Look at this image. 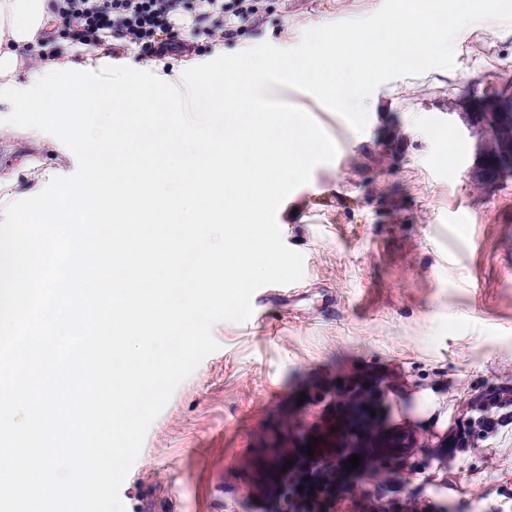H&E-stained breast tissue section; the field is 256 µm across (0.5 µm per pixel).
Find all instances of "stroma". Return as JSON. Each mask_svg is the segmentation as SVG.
<instances>
[{
  "instance_id": "stroma-1",
  "label": "stroma",
  "mask_w": 512,
  "mask_h": 512,
  "mask_svg": "<svg viewBox=\"0 0 512 512\" xmlns=\"http://www.w3.org/2000/svg\"><path fill=\"white\" fill-rule=\"evenodd\" d=\"M380 4L261 0L234 39L207 23L189 52L149 66L116 46L112 62L176 84L218 55L292 47L308 28ZM454 52L452 69L380 86L361 133L313 95L273 87L339 149L277 216L304 258L297 299L272 296L262 320L215 325L218 350L177 388L121 486L126 512H277L274 439L332 416L316 389L354 377L379 382L383 426L416 444L372 451L396 489L345 471L334 512H373L380 497L429 512H512V423L472 422L488 394L512 385V179L472 183L477 137L457 115L461 98L512 82V28L471 24Z\"/></svg>"
}]
</instances>
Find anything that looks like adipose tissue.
I'll use <instances>...</instances> for the list:
<instances>
[{
	"label": "adipose tissue",
	"instance_id": "adipose-tissue-1",
	"mask_svg": "<svg viewBox=\"0 0 512 512\" xmlns=\"http://www.w3.org/2000/svg\"><path fill=\"white\" fill-rule=\"evenodd\" d=\"M51 0H0V103L15 112H49L63 94L62 73L88 68L82 46L59 38ZM35 75L19 77L27 65Z\"/></svg>",
	"mask_w": 512,
	"mask_h": 512
}]
</instances>
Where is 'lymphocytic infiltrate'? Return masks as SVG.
<instances>
[{
    "instance_id": "1",
    "label": "lymphocytic infiltrate",
    "mask_w": 512,
    "mask_h": 512,
    "mask_svg": "<svg viewBox=\"0 0 512 512\" xmlns=\"http://www.w3.org/2000/svg\"><path fill=\"white\" fill-rule=\"evenodd\" d=\"M53 9L77 43L97 46L109 36L158 58L191 47L200 24L218 20L231 37L259 12L258 0H54Z\"/></svg>"
}]
</instances>
